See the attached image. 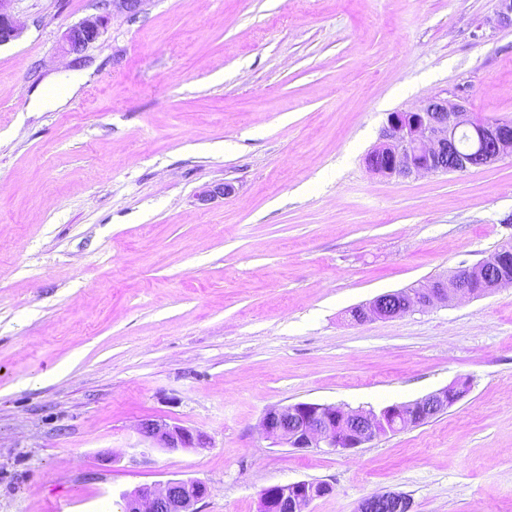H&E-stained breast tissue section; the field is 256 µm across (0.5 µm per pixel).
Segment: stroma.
<instances>
[{
    "instance_id": "obj_1",
    "label": "stroma",
    "mask_w": 512,
    "mask_h": 512,
    "mask_svg": "<svg viewBox=\"0 0 512 512\" xmlns=\"http://www.w3.org/2000/svg\"><path fill=\"white\" fill-rule=\"evenodd\" d=\"M0 47V512H119L209 487L200 512L326 483L312 512L394 490L413 512H512V287L387 320L378 295L512 242V156L388 178L389 113L439 97L512 121L496 0H148L62 55L100 0H14ZM90 78L32 109L59 79ZM233 192L200 203L204 188ZM468 381L426 423L342 452L267 439V409H380ZM209 436L149 447L143 419ZM13 1H0V46L17 40L23 32V28L17 22L10 9ZM106 26V15L86 19L71 26L63 36V52L67 55H75L73 61L79 60L89 47L99 41ZM208 495L207 486L194 479H171L124 492V512H199L196 505Z\"/></svg>"
}]
</instances>
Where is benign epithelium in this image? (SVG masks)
I'll return each instance as SVG.
<instances>
[{"label":"benign epithelium","instance_id":"obj_1","mask_svg":"<svg viewBox=\"0 0 512 512\" xmlns=\"http://www.w3.org/2000/svg\"><path fill=\"white\" fill-rule=\"evenodd\" d=\"M13 0H0V46L20 38L23 28L11 12ZM149 0H105L103 11L113 7L129 19L137 18ZM107 26V16L86 19L71 26L63 36V52L81 58L99 41ZM512 156V121L479 122L470 119L460 104L432 98L412 111L392 112L383 130L378 151L367 156L368 168L383 176L411 177L425 173H464ZM233 187L218 184L203 189L198 200L208 202L231 194ZM509 257L494 254L464 272L483 275L496 272L477 286L455 276L436 279L423 288H409L382 294L366 305L351 310V320L363 323L391 319L448 301L457 292L479 296L492 288L512 283ZM469 383L457 380L425 397L406 404H391L377 411L346 409L315 402L274 406L265 412L261 428L275 444L291 448L330 451L358 448L388 433L420 425L461 401ZM139 432L153 448L168 452L204 450L208 437L163 418L142 420ZM330 492L323 483L299 481L274 485L259 493L258 512H310L311 503ZM208 495L207 486L194 479H171L163 484L141 486L124 492L123 512H198L197 504ZM406 495L378 492L365 497L358 512H411Z\"/></svg>","mask_w":512,"mask_h":512}]
</instances>
